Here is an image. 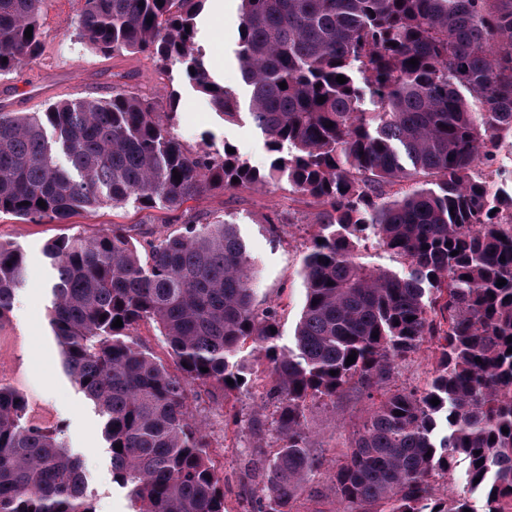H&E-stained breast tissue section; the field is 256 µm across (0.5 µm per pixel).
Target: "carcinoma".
Returning <instances> with one entry per match:
<instances>
[{"label":"carcinoma","instance_id":"cac0c4a2","mask_svg":"<svg viewBox=\"0 0 512 512\" xmlns=\"http://www.w3.org/2000/svg\"><path fill=\"white\" fill-rule=\"evenodd\" d=\"M45 2L0 0V75L39 53ZM82 2L75 31L92 50L178 64L221 119L240 116L235 91L212 78L196 43L206 0ZM236 59L247 114L271 156L264 171L234 153L185 148L171 132L174 98L158 112L114 88L107 100L0 112V214L24 221L63 222L129 201L177 211L278 178L321 205L291 347L277 344V307L255 303L251 257L223 218L190 215L163 238L111 224L47 245L64 366L106 417L113 473L133 512H224L223 479L188 399L197 388L226 398L258 379L280 445L253 462L264 486L248 512H291L322 466L305 428L308 402L352 390L370 399L425 344L436 359L429 386L371 403L336 472L343 512H464L466 499L432 495L460 459L468 482L478 477L485 490L482 512H505L512 195L494 192L483 170L512 138V0H240ZM428 177L431 188L392 192ZM368 239L406 272L361 261ZM24 276L22 253L0 242V317ZM145 320L159 327L178 373L129 335ZM245 348L266 367L244 373L235 358ZM26 409L21 393L0 386V512H95L60 428L28 423Z\"/></svg>","mask_w":512,"mask_h":512}]
</instances>
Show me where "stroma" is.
Returning a JSON list of instances; mask_svg holds the SVG:
<instances>
[{
    "label": "stroma",
    "mask_w": 512,
    "mask_h": 512,
    "mask_svg": "<svg viewBox=\"0 0 512 512\" xmlns=\"http://www.w3.org/2000/svg\"><path fill=\"white\" fill-rule=\"evenodd\" d=\"M80 0H46L43 16V50L29 64L0 76V89L11 92L28 111H44L66 99L110 97L121 86L166 108L178 107L171 130L187 148L223 151L232 146L239 158L260 170L268 169L270 156L265 137L248 117L223 121L206 104L179 67H158L140 55L100 54L77 38L74 23ZM196 41L206 54L215 81L248 91L235 56L239 3L231 0L223 18L203 10ZM317 203L295 192L287 181L263 188H242L187 201L182 210L142 209L136 203L105 206L74 214L66 223H32L10 214L0 215V242L20 249L26 258V283L17 291L13 306L0 317V385L17 390L27 401V418L42 426L60 427L68 452L82 465L86 492L96 512H132L126 488L112 473V454L105 438V418L63 365L61 347L51 325L53 271L45 256L47 243L60 236H92L110 224H138L163 235L180 231L189 214L221 216L236 224L255 263V296L259 305L277 306L279 345L290 346L306 302L303 259ZM278 213L291 215V224L271 238L267 221ZM434 375L429 351L398 362L392 385L424 388ZM263 389L253 385L227 403L214 402L204 389H196L188 408L210 442L209 458L224 481V512H244L248 500L262 486L259 471L250 461L271 457L278 442L273 432L252 430L251 419L263 403ZM368 409L365 395L352 391L335 400L318 399L305 410L311 448L325 460L323 468L296 495L293 512H337V465L360 428ZM436 499L466 498L473 512H482L484 494L469 486L465 464L436 478Z\"/></svg>",
    "instance_id": "stroma-1"
}]
</instances>
